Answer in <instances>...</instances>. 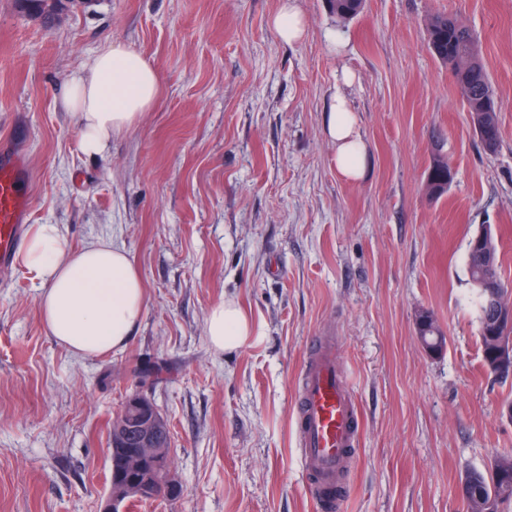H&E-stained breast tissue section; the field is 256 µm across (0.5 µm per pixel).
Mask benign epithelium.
Here are the masks:
<instances>
[{
    "instance_id": "benign-epithelium-1",
    "label": "benign epithelium",
    "mask_w": 512,
    "mask_h": 512,
    "mask_svg": "<svg viewBox=\"0 0 512 512\" xmlns=\"http://www.w3.org/2000/svg\"><path fill=\"white\" fill-rule=\"evenodd\" d=\"M491 235L490 227H485L472 242L470 259L478 262L483 270L475 285L489 297L493 308L492 318L487 322L486 328V335L491 340L484 357L486 373L497 376L512 370V298L502 296L501 285L493 275V254L484 247V238ZM417 328L421 330L419 339L426 352L433 354L442 349L440 327L430 313L423 311L418 315ZM128 406L134 409L135 415L127 436L133 438L136 447L123 451L119 464L129 471H143L145 475L140 481L128 483L124 494L112 491L103 512H118V507L123 504L128 494L150 499L159 494L168 500H175L182 494L179 483L154 477V472H163L161 451L154 447L155 438L162 427L156 411L142 396L129 398Z\"/></svg>"
}]
</instances>
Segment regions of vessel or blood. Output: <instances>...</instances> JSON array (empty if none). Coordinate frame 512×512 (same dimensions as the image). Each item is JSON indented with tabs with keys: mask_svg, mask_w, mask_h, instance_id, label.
I'll return each mask as SVG.
<instances>
[{
	"mask_svg": "<svg viewBox=\"0 0 512 512\" xmlns=\"http://www.w3.org/2000/svg\"><path fill=\"white\" fill-rule=\"evenodd\" d=\"M32 174L9 141H0V273L12 270L32 216ZM297 430L300 453L316 477L323 512H339L344 474L360 433L359 412L333 346L314 343L302 374Z\"/></svg>",
	"mask_w": 512,
	"mask_h": 512,
	"instance_id": "1",
	"label": "vessel or blood"
}]
</instances>
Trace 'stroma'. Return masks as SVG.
<instances>
[{
  "mask_svg": "<svg viewBox=\"0 0 512 512\" xmlns=\"http://www.w3.org/2000/svg\"><path fill=\"white\" fill-rule=\"evenodd\" d=\"M297 4L308 25L288 44L269 23L281 0H97L49 30L0 0V139L32 173L31 221L74 248L124 246L146 298L123 350L80 357L45 331L41 283L19 263L0 274V512H101L110 426L134 394L168 423L183 494L121 512H320L293 425L317 336L360 414L342 512H467L462 476L512 451V377L483 370L467 258L491 226L512 281V0H365L342 26L325 0ZM437 12L479 41L496 153L430 50ZM108 43L151 61L161 96L89 156L60 93ZM339 93L368 147L357 184L324 130ZM438 153L453 178L433 198ZM222 301L258 329L234 351L205 335ZM423 309L442 353L418 340Z\"/></svg>",
  "mask_w": 512,
  "mask_h": 512,
  "instance_id": "obj_1",
  "label": "stroma"
}]
</instances>
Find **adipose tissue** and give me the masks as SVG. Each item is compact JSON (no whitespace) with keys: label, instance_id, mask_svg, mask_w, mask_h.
Listing matches in <instances>:
<instances>
[{"label":"adipose tissue","instance_id":"adipose-tissue-1","mask_svg":"<svg viewBox=\"0 0 512 512\" xmlns=\"http://www.w3.org/2000/svg\"><path fill=\"white\" fill-rule=\"evenodd\" d=\"M161 85L159 70L140 54L114 43L99 51L62 92L82 151L99 155L113 137L131 131L157 104ZM325 132L335 147L337 173L351 182L362 181L367 147L343 96L335 97ZM22 263L45 285L38 301L42 324L74 355L91 357L123 349L142 320L141 279L119 245L92 242L76 250L57 225L38 224ZM205 332L214 350L231 351L253 335L254 322L240 304L224 301L209 309Z\"/></svg>","mask_w":512,"mask_h":512}]
</instances>
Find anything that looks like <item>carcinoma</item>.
<instances>
[{
    "label": "carcinoma",
    "instance_id": "obj_1",
    "mask_svg": "<svg viewBox=\"0 0 512 512\" xmlns=\"http://www.w3.org/2000/svg\"><path fill=\"white\" fill-rule=\"evenodd\" d=\"M17 9L49 27L56 23L71 7H92L97 0H14ZM328 12L339 23L357 17L364 0H326ZM428 43L432 53L452 73L460 87L464 104L474 126L482 132L481 142L485 151L494 153L500 142V128L496 95L490 79L480 61L478 42L470 30L456 19L436 14L427 24ZM448 163L440 156L434 157L426 178L425 189L429 196L439 197L448 189ZM472 483L462 490L468 512H473L472 500L479 496H494V508L512 502V462L490 465L485 469L470 471Z\"/></svg>",
    "mask_w": 512,
    "mask_h": 512
}]
</instances>
